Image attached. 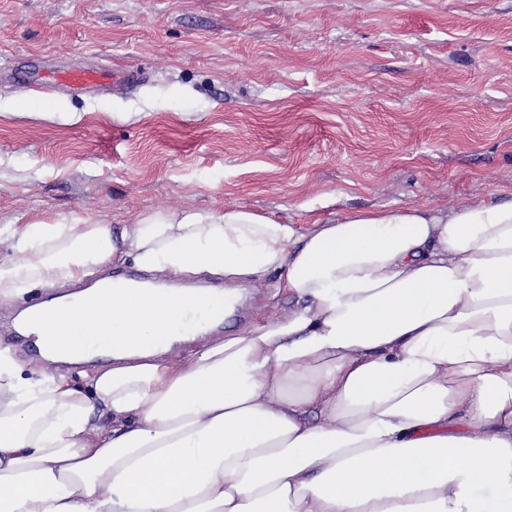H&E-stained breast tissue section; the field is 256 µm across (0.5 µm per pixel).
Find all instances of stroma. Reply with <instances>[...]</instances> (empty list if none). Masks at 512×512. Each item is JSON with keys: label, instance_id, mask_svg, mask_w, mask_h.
Wrapping results in <instances>:
<instances>
[{"label": "stroma", "instance_id": "obj_1", "mask_svg": "<svg viewBox=\"0 0 512 512\" xmlns=\"http://www.w3.org/2000/svg\"><path fill=\"white\" fill-rule=\"evenodd\" d=\"M134 84L21 94L44 71ZM512 194V0H0V225ZM218 336L284 318L268 271Z\"/></svg>", "mask_w": 512, "mask_h": 512}]
</instances>
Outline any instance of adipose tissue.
<instances>
[{"label":"adipose tissue","instance_id":"1","mask_svg":"<svg viewBox=\"0 0 512 512\" xmlns=\"http://www.w3.org/2000/svg\"><path fill=\"white\" fill-rule=\"evenodd\" d=\"M0 301L148 271H279L288 317L161 359L214 292L135 283L30 324L49 360L95 330L122 347L69 372L0 349V512H512V199L295 225L228 206L0 226Z\"/></svg>","mask_w":512,"mask_h":512}]
</instances>
